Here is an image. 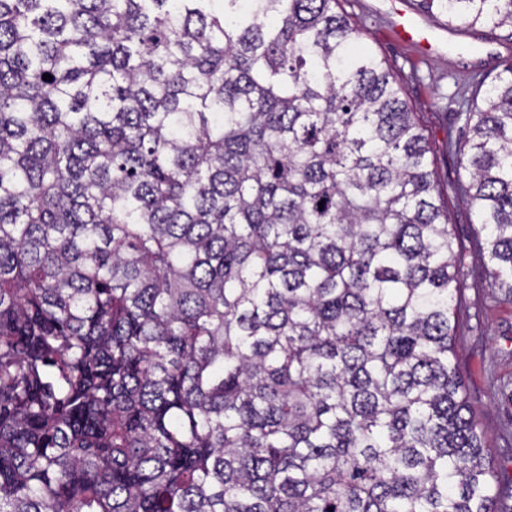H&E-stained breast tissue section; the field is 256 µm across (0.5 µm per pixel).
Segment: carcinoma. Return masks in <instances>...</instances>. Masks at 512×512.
Listing matches in <instances>:
<instances>
[{
    "label": "carcinoma",
    "instance_id": "carcinoma-1",
    "mask_svg": "<svg viewBox=\"0 0 512 512\" xmlns=\"http://www.w3.org/2000/svg\"><path fill=\"white\" fill-rule=\"evenodd\" d=\"M337 2L0 0V512H512L427 138ZM482 103L512 302V61Z\"/></svg>",
    "mask_w": 512,
    "mask_h": 512
}]
</instances>
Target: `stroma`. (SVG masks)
Here are the masks:
<instances>
[{"label":"stroma","instance_id":"35a3bbf8","mask_svg":"<svg viewBox=\"0 0 512 512\" xmlns=\"http://www.w3.org/2000/svg\"><path fill=\"white\" fill-rule=\"evenodd\" d=\"M406 10L440 33H451L452 51L422 54L398 40L391 29L389 0H340L338 10L362 34L360 46L373 52L401 87V96L417 112L430 145L431 167L453 228L461 291L455 297L463 324L457 358L464 369L465 394L486 433L501 487L512 486V303L506 289L485 275L486 255L474 246L479 229L458 192L467 183L448 134L456 133L461 100L479 103L480 81H489L512 60V30L446 24L438 11L420 0H403Z\"/></svg>","mask_w":512,"mask_h":512}]
</instances>
